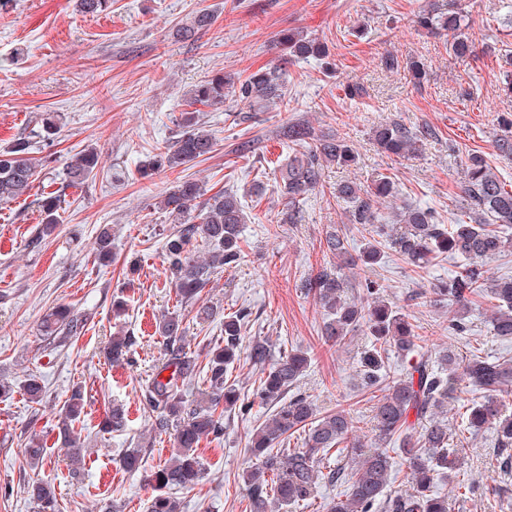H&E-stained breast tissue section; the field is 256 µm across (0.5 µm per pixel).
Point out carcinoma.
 I'll list each match as a JSON object with an SVG mask.
<instances>
[{
  "instance_id": "obj_1",
  "label": "carcinoma",
  "mask_w": 512,
  "mask_h": 512,
  "mask_svg": "<svg viewBox=\"0 0 512 512\" xmlns=\"http://www.w3.org/2000/svg\"><path fill=\"white\" fill-rule=\"evenodd\" d=\"M80 12L97 15L112 5V0H78ZM462 0H447L445 7L419 11L414 26L435 35L447 34L449 52L463 60L476 56L472 40L462 32ZM211 14L197 13L190 25L181 29L188 39L213 24ZM278 43L284 57L280 63L262 67L240 81L218 72L200 81L190 92V103L215 105L227 97L246 100L256 112L273 109L285 101L287 90L282 78L283 66L301 58L323 57L325 46L298 31L280 34ZM504 135L495 141L498 155L512 158V120H504ZM295 149L288 163L279 169L276 187L286 201L280 223L295 224L300 204L322 185L324 169L331 164L356 163L357 151L349 141L335 134H316L309 124L298 123L282 130ZM433 135L429 128L413 131L399 122L376 129L374 141L389 157L405 158L419 153L424 140ZM212 134L189 116L180 125L176 138L140 165V175L166 172L203 161L214 152ZM31 142L16 139L0 152V205L8 204L28 192L43 170L51 164L48 157L30 156ZM98 165L93 148L74 155L67 167L68 186L85 183ZM461 191L465 217L444 224L431 207L398 206L394 182L380 177L367 187L354 180L336 186V197L350 203L347 223L364 240L361 251L351 253L349 235L339 226L327 231V251L336 258L332 267H324L303 281L305 293L313 296L324 312L321 334L324 343L339 346L361 327L373 336L370 346L361 352L365 387L374 403V437L367 441L359 434L351 412L338 408L323 416L316 414L310 398L302 393L289 394L310 366L308 353L291 351L272 360L269 339L256 337L248 345V359L260 376L252 395L228 378L230 367L242 350V329L250 312L241 308L224 318V339L204 351V361L184 349L185 327L178 312L162 315L158 324L163 338L165 360L142 384L144 409L153 420V431H174L176 451L165 465L151 472L146 480L153 494L146 512H183L176 493L194 487L203 478L204 469L196 454L200 441L224 433V414L250 411L251 400L270 407L271 414L249 437L246 449L255 462L243 472L250 501V512H287L291 505L315 497L322 484H347L343 498L332 500L327 512H448V500L433 493L439 482L450 491H469L461 477L464 465L461 449L454 438L467 432L472 436L485 428L497 435V460L503 468H512V413L507 412L506 397L512 395V359L491 360L473 352L458 365L453 350L439 352L437 358L421 355L409 363L406 374L390 377L382 373L389 351L406 359L418 348V334L408 317L384 295L379 279L367 276L349 285L345 270L358 265L372 266L392 253L413 267L418 274L438 265L449 256L464 261L454 275L432 284L430 301L448 303V334L461 336L469 331L464 310L472 298L486 295L494 304L489 317L490 332L512 340V277L495 279L486 264L512 247V188H507L491 168L485 155L473 151L462 167ZM388 205L391 215L382 222L380 207ZM173 218L174 227L164 238L162 250L167 271L176 293L184 303H197L205 288L222 268L235 267L242 255L241 232L248 215L237 193L220 190L207 197L193 179H181L166 192L161 203ZM60 195L50 193L40 200L45 218L36 228L31 244L37 246L55 229ZM211 247L200 254L199 243ZM100 260L112 259V233L107 227L96 237ZM351 286L356 294L347 296ZM86 319L69 307L58 305L43 318L42 332L55 347L66 345L81 335ZM134 345L130 335L114 336L104 349L111 363L129 360ZM463 371L468 385L480 397L460 400L455 393L457 372ZM169 375H164V372ZM201 378V399L188 400L185 384ZM23 390L29 402L41 404L44 386L36 376L29 377ZM463 409L462 422L454 426L448 412ZM85 394L76 386L60 410L58 425L67 461L72 472L81 469L84 456L80 435L74 424L84 413ZM126 416L114 405L102 421L107 433L122 432ZM302 432L299 448L284 447L294 433ZM336 449V464L326 454ZM399 452L407 469L410 488L404 492L389 490L393 471V452ZM142 449L130 448L122 457L129 473L142 468ZM26 493L35 512H59L54 486L42 480L27 484Z\"/></svg>"
}]
</instances>
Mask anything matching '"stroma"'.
<instances>
[{
  "instance_id": "1",
  "label": "stroma",
  "mask_w": 512,
  "mask_h": 512,
  "mask_svg": "<svg viewBox=\"0 0 512 512\" xmlns=\"http://www.w3.org/2000/svg\"><path fill=\"white\" fill-rule=\"evenodd\" d=\"M427 0H112L97 16L82 14L75 0H11L0 10V150L18 137L32 139V155H52L48 174L40 175L27 195L0 206V377L16 388L0 400V512H33L28 482L54 484L64 512H96L116 505L119 512H146L152 489L126 472L120 460L141 445L143 467L167 461L171 435L151 432L141 402V386L161 366L164 346L157 331L161 315L180 311L186 322V347L200 351L202 340L222 341L217 322H199L181 303L166 270L162 241L173 222L159 206L183 173L169 171L141 178V161L173 140L188 112L192 88L218 72L246 78L283 54L279 34L299 31L322 42L323 59L286 66L287 103L265 112L235 105L237 120L224 105L203 106L199 122L216 139L211 157L191 164L187 173L206 194L231 189L249 216L242 232V259L221 272L203 292V300L224 314L240 308L251 313L245 340L261 336L272 343L273 357L294 349L308 351L311 365L297 390L310 396L318 412L350 409L361 433L370 434L374 401L359 376L360 353L369 345L364 331L346 344L323 343L322 311L301 290L303 276L331 265L325 235L339 224L347 205L336 186L352 179L371 184L380 175L393 178L399 201L433 206L441 217L454 213L461 196V158L468 150L484 153L494 172L512 183V158L497 154L499 118L512 113V96L503 91L506 56L512 53V0H468L466 32L476 58L460 61L448 52L445 38L416 29L415 14ZM214 17L194 39L178 36L198 11ZM426 62L421 81L406 71H388L385 53ZM362 87L351 95V87ZM54 115L60 133L53 142L37 137L42 120ZM402 121L430 126L435 138L420 153L392 159L374 142L377 127ZM309 123L315 132L334 131L350 140L356 164L324 170L321 187L302 203V219L280 223L283 200L275 187L278 167L291 150L285 126ZM253 143L251 153L237 151ZM100 156L96 174L84 185L64 184L70 159L85 148ZM263 181L254 193L255 181ZM62 190L58 224L40 248L29 245L43 215V193ZM112 232V262L95 258L101 225ZM136 265L127 274V265ZM460 261L416 275L390 256L373 271L388 297L408 316L421 338L420 349L449 346L467 354L480 344L485 355L512 357V341L491 336L487 317L492 303L482 298L466 314L463 336L449 335L448 310L430 305L424 293L435 278L456 271ZM420 301H413V294ZM128 303L114 316V298ZM58 304L70 305L87 325L63 348L47 347L40 331L43 317ZM133 335L132 360L111 364L103 349L113 335ZM46 386L42 405L27 402L21 391L29 376ZM86 396L85 414L76 430L84 441L79 473L66 463L58 438L57 412L73 387ZM127 412L125 431L104 433L101 416L109 403ZM253 405L247 415L224 419V434L202 440L197 454L205 477L181 492L184 512H250L242 484L249 464V434L266 418ZM496 435L484 430L464 443L465 469L475 486L466 496L448 499V512H512V470L500 469L494 455ZM45 448L42 463L25 455L29 441Z\"/></svg>"
}]
</instances>
